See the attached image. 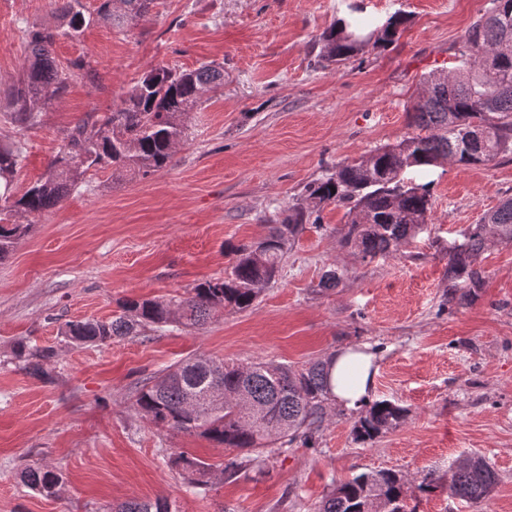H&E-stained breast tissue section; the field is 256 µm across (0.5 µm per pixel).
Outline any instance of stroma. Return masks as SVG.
<instances>
[{"label": "stroma", "instance_id": "stroma-1", "mask_svg": "<svg viewBox=\"0 0 512 512\" xmlns=\"http://www.w3.org/2000/svg\"><path fill=\"white\" fill-rule=\"evenodd\" d=\"M353 2L155 0L127 28L97 21L71 36L58 0H0V145L23 146L19 193L67 130L118 106L151 69L224 67L223 88L190 112L188 139L165 169L145 178L89 170L0 262V512H106L132 498L165 500L174 512H311L331 480L386 469L414 477L472 452L498 475L488 499L472 506L420 493L410 512H512V242L488 239L472 263L483 278L477 297L448 302V249L512 197V154L428 168L430 229L396 254L370 260L342 245L347 218L331 203L291 240L278 279L248 310L108 345L70 346L58 334L71 320L112 318L119 299L179 295L223 276L228 246L263 238L309 183L411 134L422 76L453 66L455 44L486 5L363 0L364 14L407 15L397 42L318 66L319 35ZM29 25L56 30V61H84L94 76L73 77L25 128L8 118V93L29 55ZM333 265L345 279L318 292ZM21 340L55 348L50 379L15 360ZM361 344L378 356L375 399L405 410L397 428L362 445L356 413L331 409L314 447L292 445L262 472L217 478L201 494L170 467L168 449L215 464L232 450L157 430L134 406L138 381L190 355L302 369ZM35 463L62 475L57 496L23 484Z\"/></svg>", "mask_w": 512, "mask_h": 512}]
</instances>
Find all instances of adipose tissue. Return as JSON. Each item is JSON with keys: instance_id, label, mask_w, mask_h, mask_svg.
Here are the masks:
<instances>
[{"instance_id": "obj_1", "label": "adipose tissue", "mask_w": 512, "mask_h": 512, "mask_svg": "<svg viewBox=\"0 0 512 512\" xmlns=\"http://www.w3.org/2000/svg\"><path fill=\"white\" fill-rule=\"evenodd\" d=\"M330 396L345 411L365 409L373 398L378 364L368 345L342 348L327 359Z\"/></svg>"}]
</instances>
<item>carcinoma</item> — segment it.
<instances>
[{
    "mask_svg": "<svg viewBox=\"0 0 512 512\" xmlns=\"http://www.w3.org/2000/svg\"><path fill=\"white\" fill-rule=\"evenodd\" d=\"M67 0L62 21L70 34L79 33L92 16ZM154 0H100L98 20L117 28L147 16ZM351 14L319 37L318 61L341 64L367 46L394 44L405 23L396 12L386 19L364 20ZM30 49L27 66L11 90L12 122L31 127L39 109L49 105L70 79L85 69L75 61L63 67L50 52L56 33L44 27L24 30ZM457 65L423 75L421 92L410 108L411 125L419 133L393 145L375 149L368 157L343 163L309 184L305 198L290 207L267 236L231 249L229 271L198 283L184 295L126 298L110 320L68 321L60 335L73 345L107 344L137 336L148 328L176 324L185 329L204 326L221 309L245 310L258 299L262 287L278 275L290 237L325 204L346 209L342 242L364 257L385 256L398 250L427 226L433 209L431 183L405 179L409 169L421 171L446 159L458 166L485 165L496 156L512 153V0H488L484 12L466 29L455 52ZM224 84V70L203 64L194 70L158 67L136 83L119 106L96 121L70 129L65 143L45 176L22 194L14 188L21 165L19 150L0 145V261L31 224L8 223L16 214L36 217L55 207L91 168L113 167L147 176L171 162L186 141V115L202 103L206 93ZM489 235L512 241V198L487 211L465 234L464 242L448 252V303L464 305L482 287L481 274L471 258ZM345 276L332 267L325 271L319 291L336 288ZM15 357L32 375L49 377L54 350L19 344ZM328 372L315 361L295 370L284 363L255 360L239 363L206 357L187 358L147 379L138 389L135 405L157 428L198 435L237 451L220 470L184 450L169 454L189 487L206 490L214 473L231 479L263 470L282 447L299 443L309 448L328 416ZM405 410L387 400L376 401L354 422V440L367 443L397 428ZM24 484L41 495L58 494L62 476L40 466L22 471ZM497 484V476L480 456L470 464L452 465L439 475L429 470L420 478L400 471L362 472L333 481L313 512H407L409 494H429L438 488L448 495L477 504ZM109 512H173L168 501L132 499Z\"/></svg>",
    "mask_w": 512,
    "mask_h": 512,
    "instance_id": "carcinoma-1",
    "label": "carcinoma"
}]
</instances>
